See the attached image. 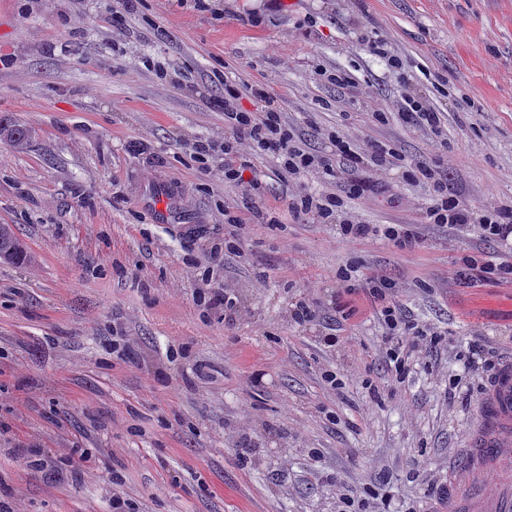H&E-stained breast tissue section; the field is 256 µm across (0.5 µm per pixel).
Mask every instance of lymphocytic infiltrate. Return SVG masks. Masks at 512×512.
Masks as SVG:
<instances>
[{
	"label": "lymphocytic infiltrate",
	"mask_w": 512,
	"mask_h": 512,
	"mask_svg": "<svg viewBox=\"0 0 512 512\" xmlns=\"http://www.w3.org/2000/svg\"><path fill=\"white\" fill-rule=\"evenodd\" d=\"M244 95L254 98L256 111L244 112L237 108V100ZM224 184L237 189L245 200L247 209L258 219L267 223L268 216L258 209L256 202L261 194L262 181L259 176H248L249 153H271L276 155L282 175L296 178L304 174L316 173L335 180L336 190L332 193L311 194L301 190L288 196V213L295 220L311 224L339 225L342 235L355 241H364L380 235L394 245L405 250L419 247L421 237L411 224H365L351 211V203L366 191L364 181L342 179L341 173L347 168L369 167L382 170L393 165L398 154L376 141L364 140L362 147H352L341 136H332L334 152L322 153L310 149L293 130L285 125L279 115L273 97L259 84L242 82L224 87ZM409 177L412 181L431 185L432 194L426 208L429 223L440 224L448 229L464 232L477 230L481 237L508 241L512 239V206L479 207L468 205L458 197L449 194L445 183L441 182L434 165L424 161L409 164ZM343 281L354 287L368 289L383 304L379 311L387 332L388 346L386 362L396 374L406 370L404 351L396 339L400 336H427L431 330L411 319L405 309L386 300L384 280L370 276L360 277L343 273Z\"/></svg>",
	"instance_id": "1"
}]
</instances>
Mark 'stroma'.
Returning a JSON list of instances; mask_svg holds the SVG:
<instances>
[{"label": "stroma", "instance_id": "obj_1", "mask_svg": "<svg viewBox=\"0 0 512 512\" xmlns=\"http://www.w3.org/2000/svg\"><path fill=\"white\" fill-rule=\"evenodd\" d=\"M338 70L350 87L325 80ZM228 80L266 85L316 151L335 130L369 138L436 163L474 205L512 203V0H0V114L29 132L0 141V224L29 254L0 259V498L15 512H111L116 472L138 512H341L340 483L361 512H421L476 419L473 347L512 358V288L455 279L463 257L503 249L428 223L431 189L403 167L352 171L372 186L352 208L416 225L415 250L296 222L276 158L254 154L277 221H247L225 251L242 198L222 154L204 169L192 154L224 143ZM409 96L443 114V138L400 119ZM349 266L442 333L407 337L405 382L369 293L336 277ZM223 286L230 325L198 300Z\"/></svg>", "mask_w": 512, "mask_h": 512}]
</instances>
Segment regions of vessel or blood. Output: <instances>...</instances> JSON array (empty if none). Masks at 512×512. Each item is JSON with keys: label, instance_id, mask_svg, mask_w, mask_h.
Listing matches in <instances>:
<instances>
[{"label": "vessel or blood", "instance_id": "obj_1", "mask_svg": "<svg viewBox=\"0 0 512 512\" xmlns=\"http://www.w3.org/2000/svg\"><path fill=\"white\" fill-rule=\"evenodd\" d=\"M498 473L486 488L487 471ZM425 512H512V361L487 380L466 448L448 463V478Z\"/></svg>", "mask_w": 512, "mask_h": 512}]
</instances>
